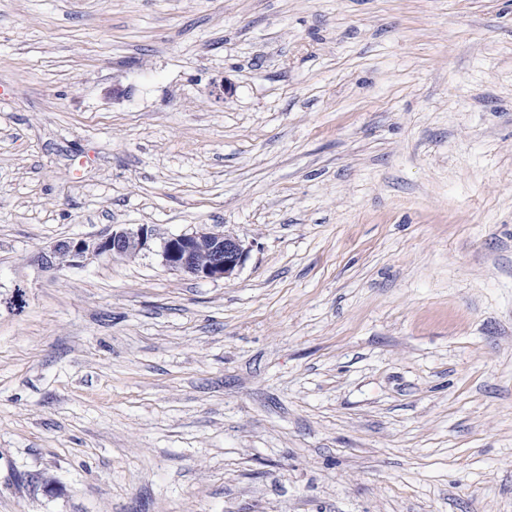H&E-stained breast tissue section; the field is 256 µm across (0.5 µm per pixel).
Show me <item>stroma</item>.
Masks as SVG:
<instances>
[{"instance_id":"35a3bbf8","label":"stroma","mask_w":512,"mask_h":512,"mask_svg":"<svg viewBox=\"0 0 512 512\" xmlns=\"http://www.w3.org/2000/svg\"><path fill=\"white\" fill-rule=\"evenodd\" d=\"M0 90V512H512V0H0ZM138 224L248 255L38 260Z\"/></svg>"}]
</instances>
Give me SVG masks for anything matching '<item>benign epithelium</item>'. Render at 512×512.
Listing matches in <instances>:
<instances>
[{"mask_svg":"<svg viewBox=\"0 0 512 512\" xmlns=\"http://www.w3.org/2000/svg\"><path fill=\"white\" fill-rule=\"evenodd\" d=\"M134 259L153 253L160 264L199 280H226L237 275L247 251L231 234L200 227L180 234L161 235L147 224L119 228L98 240H58L40 253L46 269L81 267L100 254Z\"/></svg>","mask_w":512,"mask_h":512,"instance_id":"obj_1","label":"benign epithelium"}]
</instances>
